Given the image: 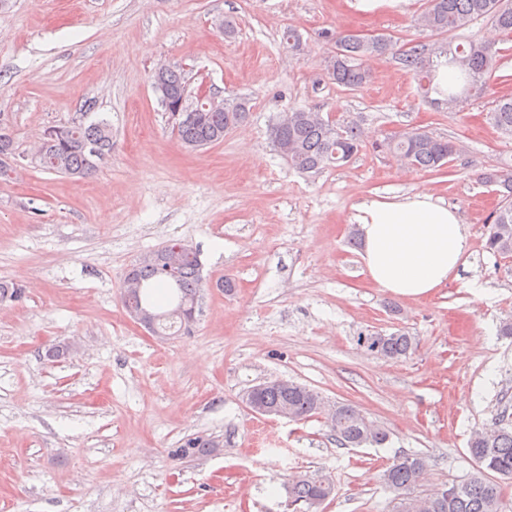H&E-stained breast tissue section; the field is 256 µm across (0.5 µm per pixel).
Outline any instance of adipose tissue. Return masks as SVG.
Returning <instances> with one entry per match:
<instances>
[{
  "label": "adipose tissue",
  "mask_w": 512,
  "mask_h": 512,
  "mask_svg": "<svg viewBox=\"0 0 512 512\" xmlns=\"http://www.w3.org/2000/svg\"><path fill=\"white\" fill-rule=\"evenodd\" d=\"M357 211L364 270L387 292L428 295L446 286L466 257V225L428 191L403 200L372 199Z\"/></svg>",
  "instance_id": "obj_1"
}]
</instances>
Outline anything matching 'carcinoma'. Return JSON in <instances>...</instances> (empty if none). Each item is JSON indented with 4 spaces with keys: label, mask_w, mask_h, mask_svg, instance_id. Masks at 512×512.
Masks as SVG:
<instances>
[{
    "label": "carcinoma",
    "mask_w": 512,
    "mask_h": 512,
    "mask_svg": "<svg viewBox=\"0 0 512 512\" xmlns=\"http://www.w3.org/2000/svg\"><path fill=\"white\" fill-rule=\"evenodd\" d=\"M489 18L501 32L512 35V0H427L420 17L422 27L437 34L452 33L478 18ZM391 39L383 35L371 37L355 34L336 38V51L328 56L334 69L330 80L349 89L366 84L371 74L366 62L388 51ZM398 62L417 79L424 95L435 93L440 101L455 108L473 97L486 93L489 82L500 69L499 51L494 47L453 41L411 43L401 50ZM448 67V89L434 83V68ZM158 96L162 104L175 103L187 81L182 71L169 68L158 80ZM238 109L192 112L174 126L180 143L191 150L219 144L229 121L246 122L251 114L250 100L237 97ZM489 119L512 138V97L494 101ZM274 149L301 174L314 176L348 163L363 148L359 126L340 116L324 117L306 108H294L277 117L269 128ZM104 155L112 150V128L105 119L90 124L73 122L49 126L42 132L40 144L31 162L55 173L87 178L98 167L91 147ZM380 152H388L404 165L421 170L439 171L463 152L458 142L414 128L372 144ZM485 183L497 187L505 204L489 216L485 248L493 255L512 259V155L500 160L496 168L485 174ZM132 270L135 286L122 283L121 300L131 319L147 309L153 318L152 332L167 336L176 327L188 328L195 321L198 302L207 282L201 273L199 252L180 240H170L157 249L141 255ZM163 282L171 290L170 309L154 307V283ZM378 354L390 360L410 357L416 340L404 331L377 335ZM242 399L271 411H285L289 419L300 421L327 413V423L335 440L345 447L382 445L387 432L368 421L354 406L338 403L325 410L322 396L314 389L293 382L271 380L246 391ZM469 452L476 463L475 472L465 481L441 488L423 497L416 490L426 471V460L415 454L396 456L381 474L384 484L394 493L396 512H509L502 494L503 483L512 480V414L504 409L492 424L474 432L468 441ZM218 450L208 436L186 438L180 454L193 456ZM335 487L326 476H295L288 481V504L303 503L307 512L333 495Z\"/></svg>",
    "instance_id": "cac0c4a2"
}]
</instances>
